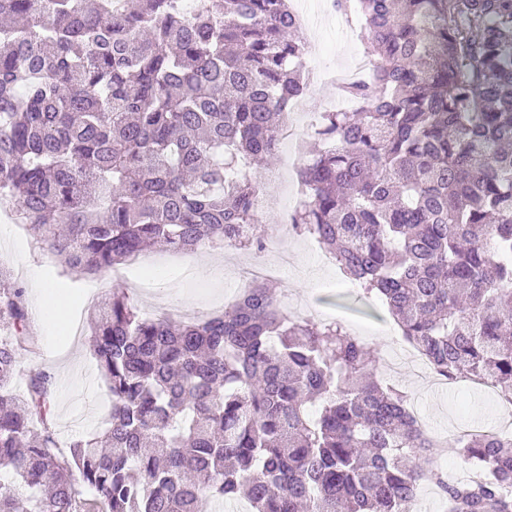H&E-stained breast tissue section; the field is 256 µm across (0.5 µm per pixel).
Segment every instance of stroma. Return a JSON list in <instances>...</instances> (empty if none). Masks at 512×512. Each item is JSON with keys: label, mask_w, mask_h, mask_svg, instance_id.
<instances>
[{"label": "stroma", "mask_w": 512, "mask_h": 512, "mask_svg": "<svg viewBox=\"0 0 512 512\" xmlns=\"http://www.w3.org/2000/svg\"><path fill=\"white\" fill-rule=\"evenodd\" d=\"M312 10L319 15L316 33L325 38L329 50L321 60L314 54H307L305 67L313 71L323 65L330 73H341L364 53L360 22L357 17L332 11L327 0H314ZM332 106L331 94L325 87L315 85L305 95L301 109L289 114V123L297 125L298 130L281 141L274 162L275 168L283 170L284 177L280 184L271 187L274 202L267 209L263 222L255 227L267 245L260 252L219 246L209 249V256L217 259L219 269L224 272L218 283L196 274L181 275L180 269L188 265L190 253L157 247L143 252L141 258L154 267L169 270V278L158 280L152 288L145 290L135 285L129 276V265L124 264L119 271L99 277L98 296L91 302L84 296V278L69 273L58 262L47 260L41 249L26 246L19 228L7 223L0 215V266L23 287H30L31 276L37 273L44 281L63 288L80 326L74 340L63 341V354L54 357L40 326L30 323L32 340L19 353L21 372L11 385L14 392L20 393L25 389L26 371H53L55 390L51 419L61 454H68L74 438L104 428L108 398L104 384L97 378V365L90 348L91 313L95 302L123 292L144 311L164 313L177 320L206 318L231 304L252 280L254 267L274 262L278 250L282 249L291 254L292 263L282 271L280 279L284 294L297 315L341 320L351 334L375 348L379 358V378L407 393L411 405L424 414L428 433L448 440L441 465L450 476L464 477L458 452L450 442L462 429L476 424L491 426L504 419L505 413L493 390L478 385L451 389L434 373L425 372L404 346L384 337L383 332L392 319L381 299H368L362 311L336 305L335 297L340 292L335 285L336 269L311 256L306 238L286 235L282 238L281 249L271 246L274 239L272 227L282 223L284 213L292 209L298 189L296 175L285 169V160L294 150L307 155L312 147L310 135L320 112Z\"/></svg>", "instance_id": "stroma-1"}]
</instances>
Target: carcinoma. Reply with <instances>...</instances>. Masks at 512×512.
I'll list each match as a JSON object with an SVG mask.
<instances>
[{
    "label": "carcinoma",
    "mask_w": 512,
    "mask_h": 512,
    "mask_svg": "<svg viewBox=\"0 0 512 512\" xmlns=\"http://www.w3.org/2000/svg\"><path fill=\"white\" fill-rule=\"evenodd\" d=\"M0 0V199L69 271L156 244L256 250L254 198L309 87L290 0ZM362 19L369 78L324 112L293 228L385 301L434 372L512 398V0H331ZM261 280L203 320L115 293L91 349L109 423L57 454L55 379L7 387L29 341L0 267V512H512V436L463 433L437 461L408 396L337 320L294 318ZM318 405L312 417L308 406ZM420 512H444V505L435 486L428 480L421 481L419 489Z\"/></svg>",
    "instance_id": "obj_1"
}]
</instances>
